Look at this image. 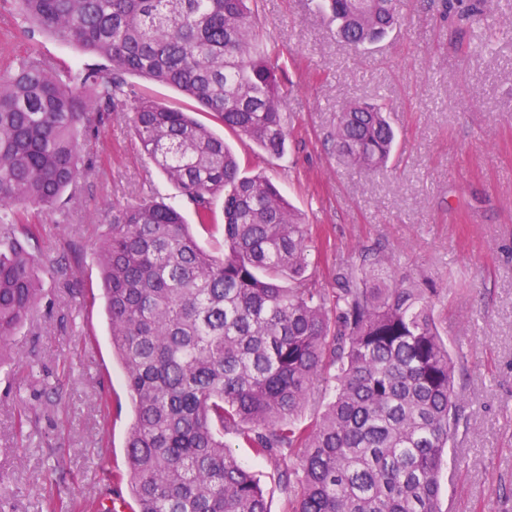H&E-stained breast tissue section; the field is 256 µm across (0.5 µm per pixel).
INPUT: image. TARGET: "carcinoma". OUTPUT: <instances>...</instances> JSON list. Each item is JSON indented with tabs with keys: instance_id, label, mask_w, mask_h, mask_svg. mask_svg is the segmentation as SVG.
<instances>
[{
	"instance_id": "obj_1",
	"label": "carcinoma",
	"mask_w": 512,
	"mask_h": 512,
	"mask_svg": "<svg viewBox=\"0 0 512 512\" xmlns=\"http://www.w3.org/2000/svg\"><path fill=\"white\" fill-rule=\"evenodd\" d=\"M251 0H13V27L98 59L54 67L25 56L0 79V359L41 303L43 261L19 242L20 209L61 210L90 172L79 139L125 112L141 151L178 185L197 223L223 205L224 256L207 253L175 207L112 204L96 243L112 349L133 420L127 478L137 512H269L260 480L224 445L297 450L289 512H442L443 458L463 406L437 290L387 271L382 250L316 278L312 230L212 128L127 82L179 90L271 157L288 136L279 53ZM358 48L404 25L400 0H319ZM469 34L493 27L484 0H446ZM395 131L381 103L337 115L339 156L386 166ZM322 385L332 393L301 417Z\"/></svg>"
}]
</instances>
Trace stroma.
<instances>
[{
	"label": "stroma",
	"mask_w": 512,
	"mask_h": 512,
	"mask_svg": "<svg viewBox=\"0 0 512 512\" xmlns=\"http://www.w3.org/2000/svg\"><path fill=\"white\" fill-rule=\"evenodd\" d=\"M404 2L407 25L355 51L312 0H256L259 24L280 49L290 135L278 157L232 133L224 139L311 224L321 280L361 248L380 247L397 273L435 285L434 313L467 416L442 469L443 512H512V0H490L487 44L461 35L443 0ZM31 53L57 65L91 61L41 34L0 37V59ZM357 101L386 104L398 135L375 174L339 157L330 139L338 112ZM83 148L94 168L78 180L66 215L30 205L22 216L37 227L31 252L66 257L70 274H42V306L9 342L25 363L0 373V474L13 512H48L51 497L85 506L128 497L131 403L94 242L114 203L149 191L194 217L123 116ZM225 440L261 480L270 512H288L279 475L297 467L298 455L269 461L235 435Z\"/></svg>",
	"instance_id": "obj_1"
}]
</instances>
